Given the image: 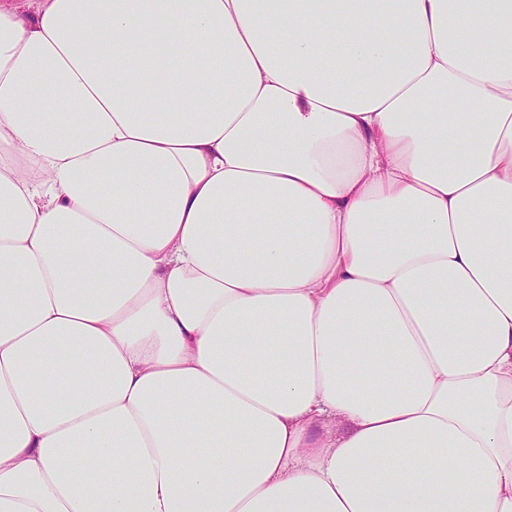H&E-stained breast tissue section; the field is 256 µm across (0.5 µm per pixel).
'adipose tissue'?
<instances>
[{"label":"adipose tissue","mask_w":512,"mask_h":512,"mask_svg":"<svg viewBox=\"0 0 512 512\" xmlns=\"http://www.w3.org/2000/svg\"><path fill=\"white\" fill-rule=\"evenodd\" d=\"M0 512H512V0L0 2Z\"/></svg>","instance_id":"ef3b65f1"}]
</instances>
